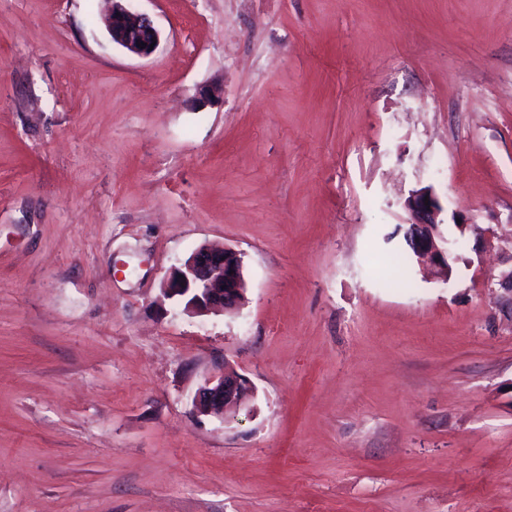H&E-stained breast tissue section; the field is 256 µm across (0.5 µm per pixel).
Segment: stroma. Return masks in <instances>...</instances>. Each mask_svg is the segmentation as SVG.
I'll list each match as a JSON object with an SVG mask.
<instances>
[{
	"label": "stroma",
	"mask_w": 512,
	"mask_h": 512,
	"mask_svg": "<svg viewBox=\"0 0 512 512\" xmlns=\"http://www.w3.org/2000/svg\"><path fill=\"white\" fill-rule=\"evenodd\" d=\"M128 6L0 0V512H512V0ZM206 242L237 313L162 294ZM112 1V12L106 20L107 33L112 43L125 49L132 55L148 57L152 55L160 43V31L150 15L131 10L122 2ZM141 43V47H138ZM153 45V49H150ZM404 208L409 215L407 239L413 256L439 277L449 279L455 258L439 227L443 224L440 219L443 208L433 189L427 186L411 190L404 201ZM253 394L244 376L224 372L198 391L195 405L200 412L224 416L228 410L240 408Z\"/></svg>",
	"instance_id": "stroma-1"
}]
</instances>
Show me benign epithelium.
<instances>
[{
    "mask_svg": "<svg viewBox=\"0 0 512 512\" xmlns=\"http://www.w3.org/2000/svg\"><path fill=\"white\" fill-rule=\"evenodd\" d=\"M106 29L113 43L138 57L152 55L160 43V31L152 17L128 8L124 0H112ZM404 208L409 215L407 239L413 256L439 277L450 278L454 258L440 230L443 208L433 189L427 186L410 191ZM165 291L184 300L185 309L196 314L234 313L246 301L241 256L232 248L201 247L175 269ZM253 394L244 376L225 372L198 391L195 405L203 413L224 415L240 408Z\"/></svg>",
    "mask_w": 512,
    "mask_h": 512,
    "instance_id": "7a95c632",
    "label": "benign epithelium"
}]
</instances>
